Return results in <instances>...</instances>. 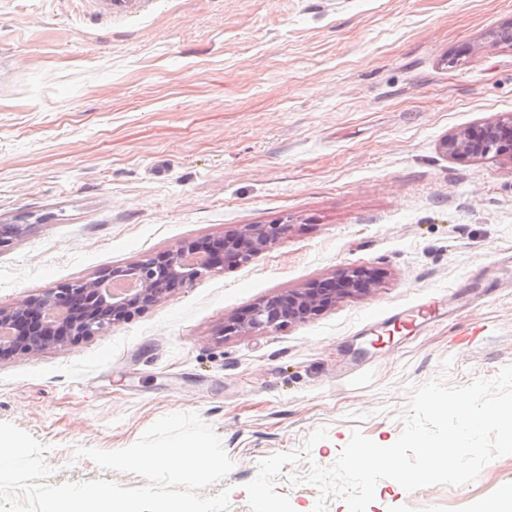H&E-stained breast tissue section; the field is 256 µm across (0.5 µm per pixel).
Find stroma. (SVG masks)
<instances>
[{
	"mask_svg": "<svg viewBox=\"0 0 512 512\" xmlns=\"http://www.w3.org/2000/svg\"><path fill=\"white\" fill-rule=\"evenodd\" d=\"M512 0H0V307L181 242L288 220L101 333L0 360V422L49 445L51 484L144 478L76 447L195 413L234 467L227 512H313L306 478L353 431L399 437L413 388L512 365V158L444 137L512 113ZM366 266L380 285L304 322L228 335L262 299ZM441 316L376 330L384 311ZM512 455L467 485L380 481L367 512H491ZM151 0H93L100 6L102 18H112L113 14H134L141 10V6Z\"/></svg>",
	"mask_w": 512,
	"mask_h": 512,
	"instance_id": "1",
	"label": "stroma"
}]
</instances>
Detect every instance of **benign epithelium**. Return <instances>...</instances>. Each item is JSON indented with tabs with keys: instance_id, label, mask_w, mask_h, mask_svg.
Here are the masks:
<instances>
[{
	"instance_id": "7a95c632",
	"label": "benign epithelium",
	"mask_w": 512,
	"mask_h": 512,
	"mask_svg": "<svg viewBox=\"0 0 512 512\" xmlns=\"http://www.w3.org/2000/svg\"><path fill=\"white\" fill-rule=\"evenodd\" d=\"M491 45L512 43V22L492 28ZM440 148L453 158L507 155L512 159V113L467 126L444 138ZM290 224H246L205 243L184 242L164 254L112 271L92 280L61 285L54 291L0 308V358L36 355L45 348L79 337L94 336L125 320L132 308L158 304L173 288L183 286L224 265H237L275 246ZM373 271L350 266L335 276L312 281L298 290L270 296L224 326L229 333L273 330L286 322L306 321L345 297L377 288Z\"/></svg>"
}]
</instances>
